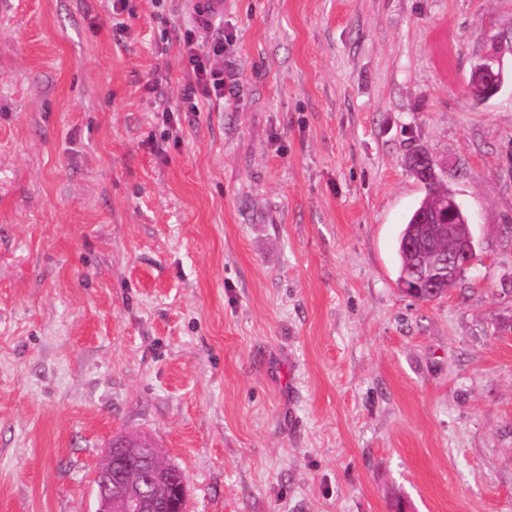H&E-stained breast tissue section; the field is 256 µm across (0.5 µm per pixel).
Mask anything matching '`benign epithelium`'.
<instances>
[{"label": "benign epithelium", "instance_id": "7a95c632", "mask_svg": "<svg viewBox=\"0 0 512 512\" xmlns=\"http://www.w3.org/2000/svg\"><path fill=\"white\" fill-rule=\"evenodd\" d=\"M505 81L501 56L494 51L484 55L472 68L468 88L472 95L486 99L496 94ZM410 172L425 181L436 176L433 158L418 149L407 159ZM462 215V207L452 195L435 208V223L419 227L418 236L410 246L415 277L399 282L400 288L415 297L423 288L437 289L464 274L474 265L476 255L471 231L461 233L455 219ZM141 457L151 464L138 477L131 478L130 458ZM159 458L154 448H110L95 474V512H177L180 502L168 498L166 490L159 489L146 497L142 487L147 482L159 481L171 475L178 494L185 489V476L176 466L153 465Z\"/></svg>", "mask_w": 512, "mask_h": 512}]
</instances>
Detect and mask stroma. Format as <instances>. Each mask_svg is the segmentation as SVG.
I'll return each instance as SVG.
<instances>
[{
	"label": "stroma",
	"instance_id": "stroma-1",
	"mask_svg": "<svg viewBox=\"0 0 512 512\" xmlns=\"http://www.w3.org/2000/svg\"><path fill=\"white\" fill-rule=\"evenodd\" d=\"M192 17L0 0V512H94L120 432L186 512H512V0H224L238 80L186 112ZM418 148L476 246L433 301ZM498 54V51L488 53L473 66L468 88L474 97L481 94V99L489 98L502 87L505 76ZM434 163L433 158L422 149L415 150L407 159L408 169L421 181L436 177L437 174Z\"/></svg>",
	"mask_w": 512,
	"mask_h": 512
}]
</instances>
